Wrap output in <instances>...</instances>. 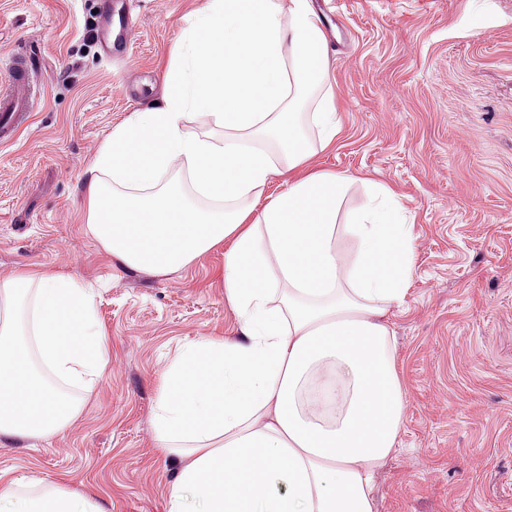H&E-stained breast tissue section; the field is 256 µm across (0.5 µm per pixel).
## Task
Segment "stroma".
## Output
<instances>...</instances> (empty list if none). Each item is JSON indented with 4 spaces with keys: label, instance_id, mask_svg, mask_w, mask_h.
Masks as SVG:
<instances>
[{
    "label": "stroma",
    "instance_id": "1",
    "mask_svg": "<svg viewBox=\"0 0 512 512\" xmlns=\"http://www.w3.org/2000/svg\"><path fill=\"white\" fill-rule=\"evenodd\" d=\"M336 35L334 146L310 170L390 184L413 226L415 265L385 319L405 393L376 512H512V0H315ZM205 0H112L131 13L107 61L98 0H0V60L34 54L44 84L28 126L0 144V274L50 267L93 290L109 366L74 390L66 431L0 444V473L60 482L105 512H165L179 463L150 421L160 375L188 342L238 330L224 249L180 271H133L89 231L83 183L113 129L159 100Z\"/></svg>",
    "mask_w": 512,
    "mask_h": 512
}]
</instances>
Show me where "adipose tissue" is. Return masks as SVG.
<instances>
[{"mask_svg": "<svg viewBox=\"0 0 512 512\" xmlns=\"http://www.w3.org/2000/svg\"><path fill=\"white\" fill-rule=\"evenodd\" d=\"M311 0H206L186 30L157 105L115 128L88 172L87 222L131 270L178 271L224 249V295L239 334L187 344L162 374L151 424L181 461L166 512H375V476L397 449L405 396L384 316L405 302L415 264L398 195L303 173L307 133L336 142L335 102L306 112L327 79ZM208 109L226 135L185 132ZM180 164L216 209L160 186ZM116 187L108 192L104 176ZM284 188L265 190L273 179ZM353 243L352 251L340 248ZM288 295L273 305L275 285ZM88 288L21 269L0 277V437L62 432L49 381L92 388L108 367ZM0 512H104L54 483L0 484Z\"/></svg>", "mask_w": 512, "mask_h": 512, "instance_id": "ef3b65f1", "label": "adipose tissue"}]
</instances>
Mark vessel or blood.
Returning <instances> with one entry per match:
<instances>
[{
    "mask_svg": "<svg viewBox=\"0 0 512 512\" xmlns=\"http://www.w3.org/2000/svg\"><path fill=\"white\" fill-rule=\"evenodd\" d=\"M9 83L0 88V141L30 119L40 96L39 73L27 54H12L7 63Z\"/></svg>",
    "mask_w": 512,
    "mask_h": 512,
    "instance_id": "b4317fda",
    "label": "vessel or blood"
}]
</instances>
